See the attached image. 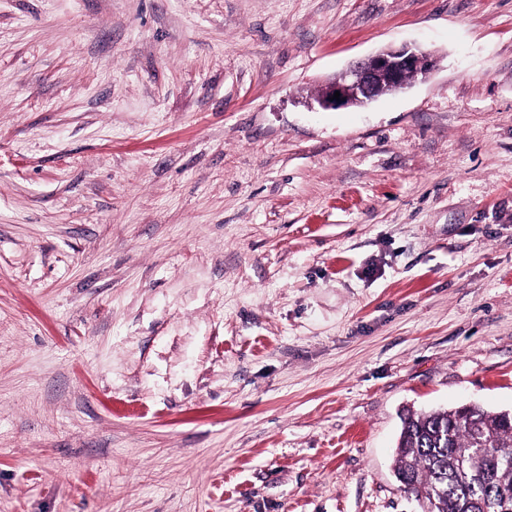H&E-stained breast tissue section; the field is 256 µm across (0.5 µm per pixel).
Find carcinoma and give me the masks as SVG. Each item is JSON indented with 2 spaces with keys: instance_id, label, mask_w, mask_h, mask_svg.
I'll use <instances>...</instances> for the list:
<instances>
[{
  "instance_id": "obj_1",
  "label": "carcinoma",
  "mask_w": 512,
  "mask_h": 512,
  "mask_svg": "<svg viewBox=\"0 0 512 512\" xmlns=\"http://www.w3.org/2000/svg\"><path fill=\"white\" fill-rule=\"evenodd\" d=\"M394 471L422 512H512V411H407Z\"/></svg>"
}]
</instances>
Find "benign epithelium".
<instances>
[{"label": "benign epithelium", "mask_w": 512, "mask_h": 512, "mask_svg": "<svg viewBox=\"0 0 512 512\" xmlns=\"http://www.w3.org/2000/svg\"><path fill=\"white\" fill-rule=\"evenodd\" d=\"M437 64L436 56L428 51L407 45L386 47L357 62L328 82L316 98L320 108L337 109L365 106L378 98L379 89L388 84L399 90L408 87L404 75L418 70L427 76ZM340 92V100L333 99Z\"/></svg>", "instance_id": "obj_1"}]
</instances>
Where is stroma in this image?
<instances>
[{
  "mask_svg": "<svg viewBox=\"0 0 512 512\" xmlns=\"http://www.w3.org/2000/svg\"><path fill=\"white\" fill-rule=\"evenodd\" d=\"M469 403L512 411V0H0V512H420L400 416ZM436 64L437 58L431 52L407 45L386 47L328 82L316 102L325 110L365 106L378 98L379 89L385 83L402 91L409 86L404 79L408 71L418 69L422 77H426ZM335 91H340V101H330Z\"/></svg>",
  "mask_w": 512,
  "mask_h": 512,
  "instance_id": "1",
  "label": "stroma"
}]
</instances>
